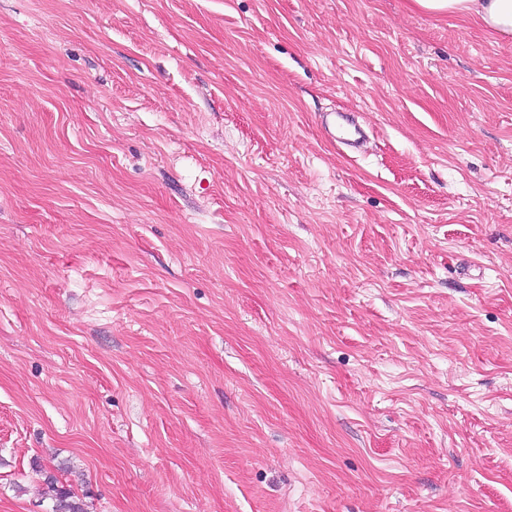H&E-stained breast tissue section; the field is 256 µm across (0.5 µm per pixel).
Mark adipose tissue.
<instances>
[{"instance_id": "obj_1", "label": "adipose tissue", "mask_w": 512, "mask_h": 512, "mask_svg": "<svg viewBox=\"0 0 512 512\" xmlns=\"http://www.w3.org/2000/svg\"><path fill=\"white\" fill-rule=\"evenodd\" d=\"M410 9L469 18L490 37L512 40V0H407Z\"/></svg>"}]
</instances>
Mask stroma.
I'll return each mask as SVG.
<instances>
[{"instance_id":"stroma-1","label":"stroma","mask_w":512,"mask_h":512,"mask_svg":"<svg viewBox=\"0 0 512 512\" xmlns=\"http://www.w3.org/2000/svg\"><path fill=\"white\" fill-rule=\"evenodd\" d=\"M49 473L90 512H512V42L0 0V512Z\"/></svg>"}]
</instances>
